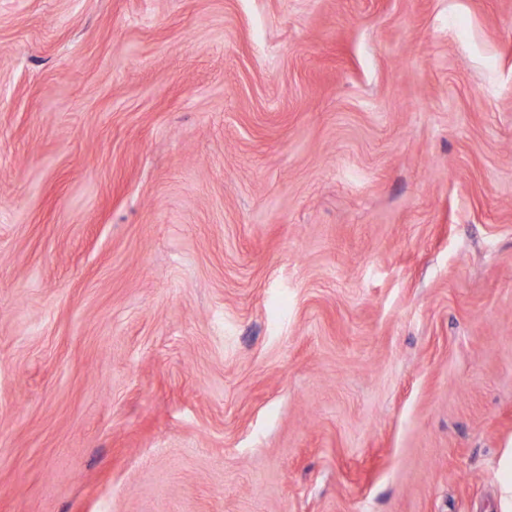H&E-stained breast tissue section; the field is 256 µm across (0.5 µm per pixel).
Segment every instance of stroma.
I'll return each instance as SVG.
<instances>
[{
    "mask_svg": "<svg viewBox=\"0 0 512 512\" xmlns=\"http://www.w3.org/2000/svg\"><path fill=\"white\" fill-rule=\"evenodd\" d=\"M512 0H0V512H512Z\"/></svg>",
    "mask_w": 512,
    "mask_h": 512,
    "instance_id": "1",
    "label": "stroma"
}]
</instances>
